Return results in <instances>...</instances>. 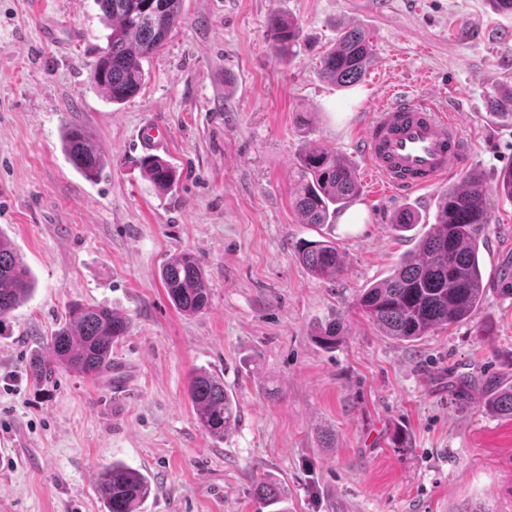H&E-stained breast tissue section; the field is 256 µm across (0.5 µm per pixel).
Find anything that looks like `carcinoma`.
Returning <instances> with one entry per match:
<instances>
[{"mask_svg":"<svg viewBox=\"0 0 512 512\" xmlns=\"http://www.w3.org/2000/svg\"><path fill=\"white\" fill-rule=\"evenodd\" d=\"M183 0H95L100 20L109 30L106 46L96 60L92 84L104 97L121 104L137 94L146 73L145 59L166 44L169 35L184 23ZM271 50L281 63L298 54L300 27L285 15L274 13L268 21ZM373 57V44L360 28H343L335 43L320 57L321 77L339 87L355 85ZM62 146L75 169L88 181L96 180L105 159L85 131L72 126L63 135ZM293 206L305 224H333L337 215L359 194L355 171L335 152L321 146L306 147L297 161ZM144 177L160 192L177 183L170 164L155 156L141 160ZM466 188L448 189L437 206L431 231L415 250L402 256L385 279L363 290L358 309L363 318L385 336L413 343L441 329L472 319L484 299L485 286L479 263L480 244L490 223V197L480 174L467 172ZM299 257L321 281H334L345 269L344 255L329 239L306 242ZM161 283L174 308L187 315L208 309L210 285L195 256L187 251L171 255L160 273ZM30 268L10 241L0 235V320L11 314L32 291ZM131 323L105 305L74 303L68 318L30 358L27 372L37 385H47L65 369L84 377L112 373V348L130 332ZM346 330L341 319H333L314 333L325 348L333 349ZM189 398L200 429L215 439L234 425L238 410L216 376L198 371L189 385ZM487 405L512 416V385L500 387ZM96 484L105 512H139L155 490L144 473L121 462L100 469ZM257 499L266 506L281 507L287 489L276 480L260 482Z\"/></svg>","mask_w":512,"mask_h":512,"instance_id":"1","label":"carcinoma"}]
</instances>
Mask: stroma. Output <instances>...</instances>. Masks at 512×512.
Masks as SVG:
<instances>
[{"label": "stroma", "mask_w": 512, "mask_h": 512, "mask_svg": "<svg viewBox=\"0 0 512 512\" xmlns=\"http://www.w3.org/2000/svg\"><path fill=\"white\" fill-rule=\"evenodd\" d=\"M297 21L300 53L279 63L268 18ZM185 23L144 64L139 92L108 102L91 82L106 29L94 0H0V234L36 287L0 321V512H104L102 465L141 470L156 492L140 512H267L253 495L275 476L288 512H512V417L488 396L512 384V123L488 97L512 89V13L489 0H183ZM365 29L374 56L349 88L324 81L319 58L341 27ZM440 101L465 161L439 185L373 192L358 144L387 92ZM167 128L160 157L180 180L162 196L143 178L140 128ZM73 124L108 164L86 181L62 147ZM318 144L354 168L361 224L302 222L292 201L297 158ZM477 171L493 195L479 252L486 288L473 320L415 343L384 336L358 313L436 219L438 201ZM414 211L397 232L391 219ZM328 238L346 257L333 282L296 248ZM195 255L207 311L169 302L159 270ZM78 302L129 317L112 351L132 378L65 370L35 386L26 365ZM341 318L333 351L311 331ZM199 368L224 380L240 410L217 440L188 396ZM404 430L405 448L392 435Z\"/></svg>", "instance_id": "35a3bbf8"}]
</instances>
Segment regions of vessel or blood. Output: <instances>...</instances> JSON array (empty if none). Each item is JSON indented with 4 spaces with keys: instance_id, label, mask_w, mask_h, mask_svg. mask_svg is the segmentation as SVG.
<instances>
[{
    "instance_id": "b4317fda",
    "label": "vessel or blood",
    "mask_w": 512,
    "mask_h": 512,
    "mask_svg": "<svg viewBox=\"0 0 512 512\" xmlns=\"http://www.w3.org/2000/svg\"><path fill=\"white\" fill-rule=\"evenodd\" d=\"M141 149L166 147L160 125H144ZM366 164L380 188L417 191L445 179L464 157L455 122L445 110L403 93L389 94L375 109L362 134Z\"/></svg>"
}]
</instances>
